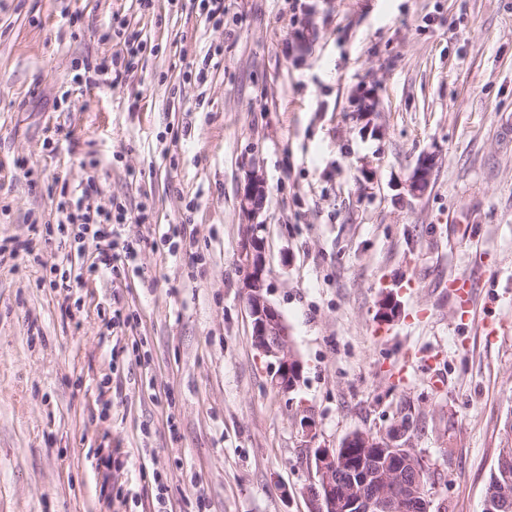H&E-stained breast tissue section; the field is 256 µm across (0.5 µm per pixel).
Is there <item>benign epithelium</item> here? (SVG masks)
I'll return each instance as SVG.
<instances>
[{
    "mask_svg": "<svg viewBox=\"0 0 512 512\" xmlns=\"http://www.w3.org/2000/svg\"><path fill=\"white\" fill-rule=\"evenodd\" d=\"M434 163L428 159L416 169L412 188L419 191L429 182ZM263 194L262 180L250 176L241 207L247 213H256ZM262 224H245L242 229L240 268L242 288L252 323V341L258 352L277 363L270 386L281 394L294 391L302 373V362L292 352L289 332L280 311L269 301L268 278L270 269L265 258V240ZM412 420L400 419L387 430L374 434L357 432L338 449L322 445L314 448L318 480L310 484L305 494L309 512H429L430 502L420 488L421 474L426 466L421 458L402 460L404 449L410 445ZM512 450L503 448L499 467L504 480L497 481L488 490L483 512H512V496L507 488L509 460Z\"/></svg>",
    "mask_w": 512,
    "mask_h": 512,
    "instance_id": "obj_1",
    "label": "benign epithelium"
}]
</instances>
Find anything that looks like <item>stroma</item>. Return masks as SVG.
I'll return each mask as SVG.
<instances>
[{"label": "stroma", "mask_w": 512, "mask_h": 512, "mask_svg": "<svg viewBox=\"0 0 512 512\" xmlns=\"http://www.w3.org/2000/svg\"><path fill=\"white\" fill-rule=\"evenodd\" d=\"M206 13L0 0V240L30 249L0 256V512H155L158 474L168 512H308L301 419L336 448L407 409L429 512H483L512 443V0ZM116 14L145 44L137 69L77 81L122 47L101 38ZM254 172L268 298L303 363L286 396L243 298ZM92 173L91 205L146 204L122 235L156 244L137 273L64 291L56 210ZM460 278L489 333L461 320ZM263 194L262 180L258 175H251L244 194L241 198V207L247 213L256 214Z\"/></svg>", "instance_id": "35a3bbf8"}]
</instances>
